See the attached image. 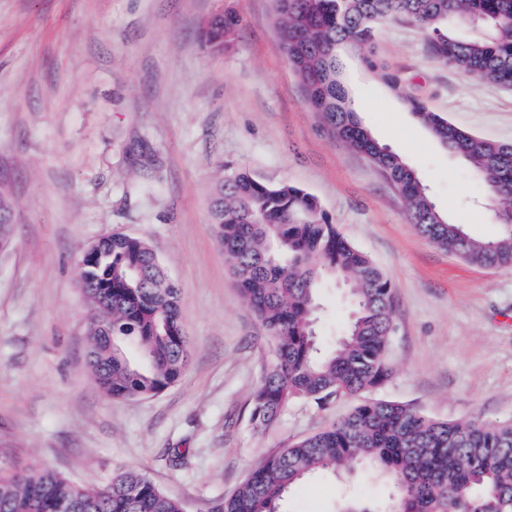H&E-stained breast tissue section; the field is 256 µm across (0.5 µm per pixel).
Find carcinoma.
<instances>
[{"label":"carcinoma","mask_w":512,"mask_h":512,"mask_svg":"<svg viewBox=\"0 0 512 512\" xmlns=\"http://www.w3.org/2000/svg\"><path fill=\"white\" fill-rule=\"evenodd\" d=\"M288 61L311 110L329 131L363 153L401 192L410 219L436 245L470 264L512 268V149L462 130L419 99L406 108L448 154L462 159L496 192L499 233L476 238L448 221L428 187L357 120L340 53H360L365 67L395 95L401 79L386 70L375 43L381 24L410 21L425 33L433 55L482 83L512 87V0H275ZM452 22L479 30L454 36ZM239 18L214 16L204 44L221 53ZM211 224L240 293L272 344L251 401V419L266 429L295 398L318 405L337 396L382 388L393 368V286L367 254L347 240L317 199L283 182L266 185L244 171L214 193ZM13 236L11 204L0 188V245ZM106 261L98 287L82 292L91 306L90 366L105 395L153 396L177 383L186 364L178 289L142 238L108 235L92 244ZM349 285L353 307L344 334L328 351L316 340L315 315L324 285ZM136 342L144 365L121 344ZM366 466L394 489L390 512H512V422L480 418L443 421L406 405L367 399L332 426L264 457L218 512H277L284 496L312 475L334 476ZM181 512V504L143 473L123 470L87 489L47 465L0 470V512Z\"/></svg>","instance_id":"obj_1"}]
</instances>
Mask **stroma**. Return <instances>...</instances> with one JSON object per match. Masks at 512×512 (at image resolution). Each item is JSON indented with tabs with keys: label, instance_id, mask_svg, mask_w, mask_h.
I'll return each instance as SVG.
<instances>
[{
	"label": "stroma",
	"instance_id": "stroma-1",
	"mask_svg": "<svg viewBox=\"0 0 512 512\" xmlns=\"http://www.w3.org/2000/svg\"><path fill=\"white\" fill-rule=\"evenodd\" d=\"M233 9V46L199 44ZM376 53L404 94L463 130L512 145V87L477 83L428 51L417 25L388 22ZM364 127L429 185L472 236L498 231V202L361 64L345 56ZM403 94V95H404ZM243 170L312 193L394 289L393 375L373 396L441 420L512 419V269L473 266L423 237L399 191L312 112L280 39L274 0H0V185L14 235L0 253V468L49 464L99 487L137 470L183 512H214L267 454L344 416L351 397L295 399L270 428L251 397L271 344L243 301L210 222L216 182ZM146 239L180 292L189 358L181 380L112 398L88 364L81 251ZM322 347L349 315L322 289ZM389 503L358 470L349 486L303 481L282 512H337L342 491Z\"/></svg>",
	"mask_w": 512,
	"mask_h": 512
}]
</instances>
